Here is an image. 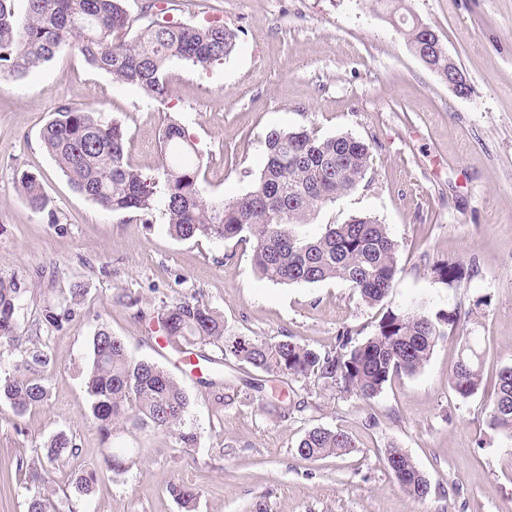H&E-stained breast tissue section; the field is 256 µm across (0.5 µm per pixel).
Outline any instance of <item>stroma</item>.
Returning a JSON list of instances; mask_svg holds the SVG:
<instances>
[{
  "mask_svg": "<svg viewBox=\"0 0 512 512\" xmlns=\"http://www.w3.org/2000/svg\"><path fill=\"white\" fill-rule=\"evenodd\" d=\"M405 6L464 69L467 96L426 67L373 0H164L157 21L221 24L236 30L238 45L206 69L170 61V91L158 100L67 47L0 83V279L24 289L19 333L38 337L51 357L46 402L20 415L0 403V512H26L43 487L59 499L73 495L81 470L97 482L78 498L80 512H181L168 492L174 482L202 489L196 512H512V438L489 426L494 379L512 366V0ZM62 104L121 124L128 160L145 172L158 167L163 129L177 121L201 157L203 195L215 201L250 190L271 130L365 141L364 179L317 212L306 232L376 218L398 244L393 288L370 305L340 279L277 284L256 271L251 242L182 241L161 212L146 219L102 209L71 188L41 141ZM27 171L50 199L45 211L31 210L19 191ZM446 265L462 270L461 281L438 275ZM184 296L221 313L225 335L289 336L321 352L335 350L346 329L353 343L364 342L390 310L460 319L422 369L392 377L373 398L312 378L268 383L280 405L308 403L281 418L245 397L257 376L248 365L206 347L203 372L236 396L227 405L158 346L162 304ZM47 309L62 314L60 325L44 321ZM102 327L133 358L180 380L194 448L134 430L114 441L130 449L132 465L120 475L106 470L85 386L90 342ZM467 341L481 355L483 385L462 399L449 379ZM317 426L344 431L356 450L301 459L297 444ZM60 432L79 445L76 461L56 466L45 486L17 471V459ZM391 446L428 479L425 500L409 499L389 472Z\"/></svg>",
  "mask_w": 512,
  "mask_h": 512,
  "instance_id": "35a3bbf8",
  "label": "stroma"
}]
</instances>
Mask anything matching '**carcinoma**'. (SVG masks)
Listing matches in <instances>:
<instances>
[{
	"label": "carcinoma",
	"mask_w": 512,
	"mask_h": 512,
	"mask_svg": "<svg viewBox=\"0 0 512 512\" xmlns=\"http://www.w3.org/2000/svg\"><path fill=\"white\" fill-rule=\"evenodd\" d=\"M14 0H0V80H8L50 61L63 46L80 42L77 53L116 82L136 85L147 97L168 93L166 65L177 59L206 68L229 56L238 34L223 25L195 27L152 22L132 39L116 37L132 28L123 0H26L25 22H17ZM427 25L412 19L401 30L412 49L426 43ZM429 67L448 76V53L431 47ZM126 133L115 122L94 112L63 104L41 130L42 142L68 183L105 210L133 211L144 216L162 207L171 236L179 240L213 238L250 241L260 275L283 284L318 283L342 279L363 301L384 300L399 273L397 244L385 225L360 215L344 224H328L318 237H306L299 228L318 208L352 191L365 177L370 147L349 134L320 139L304 128L272 130L266 136V162L259 178L244 195L232 201H208L198 184L199 164L188 152L184 129L170 121L163 130L164 153L152 173L133 167L125 151ZM20 192L31 209L49 203L41 181L21 174ZM25 309L24 291L14 281L0 280V340L18 342L13 335ZM161 323L179 353L208 362L202 352L214 346L238 362L268 377L321 381L361 398L379 394L399 373L414 374L428 361L445 327L457 315L430 316L405 310L383 314L376 332L366 341L351 344V331L339 334L333 352L319 353L288 336L276 342L261 338L227 337L224 318L195 298H183L161 308ZM86 379L96 427L104 442L129 428L163 432L182 448L197 444L186 425L189 399L177 379L163 367L137 361L124 341L101 327L90 349ZM50 357L42 344L21 354L23 374L0 375V400L21 414L43 403L47 389L43 369ZM481 362L473 349H463L450 377V386L468 398L482 386ZM490 425L512 437V367L503 368L494 387ZM355 443L346 433L325 427L308 430L297 445L299 456L316 461L346 455ZM81 448L59 433L34 449L17 471L35 478L55 464L76 459ZM387 467H398L399 486L412 499L428 496L430 483L411 456L401 448L385 450ZM103 465L115 475L127 471L130 460L117 448L103 456ZM169 494L182 512H195L199 491L172 483ZM26 512H62L60 502L38 492Z\"/></svg>",
	"instance_id": "obj_1"
}]
</instances>
